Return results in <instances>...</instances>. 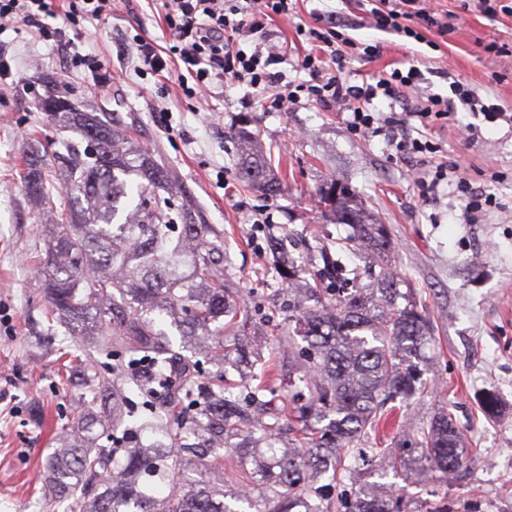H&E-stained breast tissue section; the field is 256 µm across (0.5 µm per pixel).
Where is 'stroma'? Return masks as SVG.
Instances as JSON below:
<instances>
[{
    "label": "stroma",
    "mask_w": 512,
    "mask_h": 512,
    "mask_svg": "<svg viewBox=\"0 0 512 512\" xmlns=\"http://www.w3.org/2000/svg\"><path fill=\"white\" fill-rule=\"evenodd\" d=\"M452 30L432 46L361 26L358 0H295L289 21H276L288 41L280 69L286 80L311 82L302 70L307 43L296 27L313 14L336 11L357 21L352 35L384 47L375 61L352 60L351 82L393 62L419 66L425 92L449 96L441 68L467 81L485 100L512 114V0H495L488 18L473 0H442ZM106 21L82 24L83 51L105 64L109 82L89 91L83 71L70 75L59 94L81 112H109L128 126L140 145L158 151L177 181L193 194L208 223L224 231L225 272L238 298L252 308L257 334L270 340L285 317L288 291L272 264L271 242L297 265L308 268L314 288H351L370 281L347 245L350 227L332 223L317 203L326 178L346 185L385 224L394 249L391 265L415 288L434 325L425 351L429 389L401 405L386 431L388 442L425 426L448 409L473 452L465 476L448 496L468 512H512V124L485 122L459 109L457 126L434 128L439 150L433 163H446L455 176L496 198L498 205L468 223L465 202L453 185L429 196L406 175L384 136L356 137L348 115L304 100L288 115L267 110L261 94L237 85L195 108L177 85L161 87L135 71L136 48L127 31L165 46L161 0H116ZM22 74L24 87H0V512H41L45 507L44 458L73 410L72 388L61 352L68 330L49 313L36 255L43 244L41 221L24 189L23 156L32 141L50 143L58 127L37 110L32 95L44 92L42 76H60L64 57L27 27L0 34ZM453 77V78H454ZM251 121L269 152L282 190L267 196L242 186L237 152L229 132L239 118ZM471 125L474 139L459 136ZM498 394L506 407L499 418L480 411L478 399ZM43 409L45 419L33 413ZM361 478L384 481L408 500L427 499L431 482L404 473L381 474L378 460L359 462Z\"/></svg>",
    "instance_id": "1"
}]
</instances>
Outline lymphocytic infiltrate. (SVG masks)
<instances>
[{"instance_id":"f902f5d3","label":"lymphocytic infiltrate","mask_w":512,"mask_h":512,"mask_svg":"<svg viewBox=\"0 0 512 512\" xmlns=\"http://www.w3.org/2000/svg\"><path fill=\"white\" fill-rule=\"evenodd\" d=\"M369 24L377 30L418 42L426 33L448 34V13L439 0H367ZM163 23L168 46L158 49L136 40L137 72L159 76L175 70L183 94L205 101L207 93L225 83L246 85L269 92L270 109L287 111L301 97L324 106H342L350 113L349 129L357 136H388L397 155L426 160L437 153L436 143L421 136V129L451 121L457 104L481 113L486 122L502 120L499 105L480 101L474 89L454 81L453 97L427 94L420 89L422 72L416 65L378 72L361 84L345 77L349 58L371 60L381 47L352 37L353 21L336 13L316 17L313 25L297 27V36L311 43L304 55V69L318 73L314 84L286 83L278 72L285 53L275 42L259 43L275 18H287L288 0H164ZM112 16V0H0V32L15 24L33 28L44 42L55 46L73 45V33L87 19L106 20ZM401 103L398 116L384 115L377 99Z\"/></svg>"}]
</instances>
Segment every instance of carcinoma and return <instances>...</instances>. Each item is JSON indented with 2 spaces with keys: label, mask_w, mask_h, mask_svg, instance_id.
<instances>
[{
  "label": "carcinoma",
  "mask_w": 512,
  "mask_h": 512,
  "mask_svg": "<svg viewBox=\"0 0 512 512\" xmlns=\"http://www.w3.org/2000/svg\"><path fill=\"white\" fill-rule=\"evenodd\" d=\"M81 138L53 142L47 163L27 158V194L49 225L41 272L44 294L70 335L100 342L117 360L116 378L75 357L78 387L71 424L45 460L51 503L66 512H320L311 503L354 480L340 453L371 454L388 468L409 466L424 480L448 482L466 469L468 451L447 410L435 413L418 446L363 448L386 424L388 401L423 392L424 351L433 341L414 294L388 272L391 241L385 225L332 180L318 203L336 224L352 229V251L382 270L377 285L334 295L299 287V270L277 262L288 284V332L263 354L244 341L248 310L224 284V232L206 223L191 193L155 155L135 143L105 113L63 112ZM238 176L277 195L272 173L247 122L231 132ZM65 187L67 207L54 200ZM404 300V305L397 303ZM180 336L175 344L168 330ZM205 352L201 375L185 352ZM288 352V406L267 407L269 366ZM155 369L158 402L138 414L122 408L129 393L150 396L137 373ZM488 418L503 411L493 392L481 398ZM155 438L144 443L141 434ZM127 444L124 463L117 445ZM237 454L238 487L224 488L222 448ZM168 485L163 498L142 479ZM338 512H452L448 496L412 502L373 483L336 496Z\"/></svg>",
  "instance_id": "carcinoma-1"
}]
</instances>
